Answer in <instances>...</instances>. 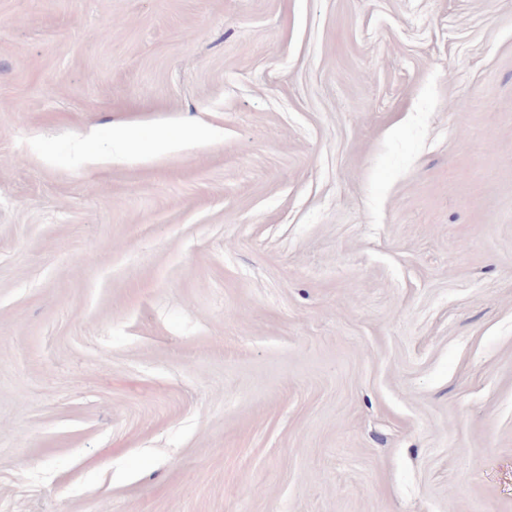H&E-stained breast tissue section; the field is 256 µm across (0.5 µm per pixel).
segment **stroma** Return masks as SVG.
Wrapping results in <instances>:
<instances>
[{"label": "stroma", "instance_id": "35a3bbf8", "mask_svg": "<svg viewBox=\"0 0 512 512\" xmlns=\"http://www.w3.org/2000/svg\"><path fill=\"white\" fill-rule=\"evenodd\" d=\"M0 512H512V0H0Z\"/></svg>", "mask_w": 512, "mask_h": 512}]
</instances>
